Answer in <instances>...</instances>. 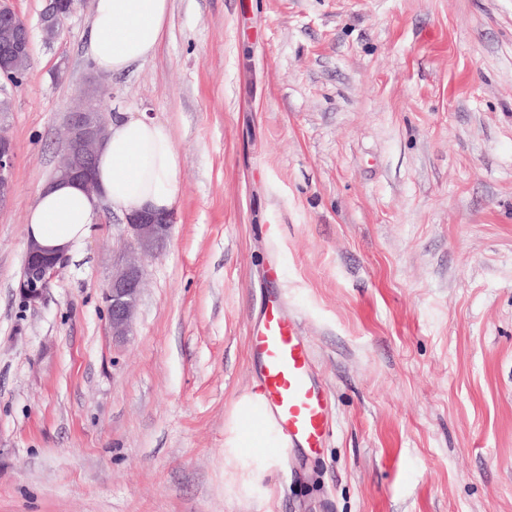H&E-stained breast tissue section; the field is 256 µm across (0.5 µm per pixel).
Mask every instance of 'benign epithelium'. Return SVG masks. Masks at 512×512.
Here are the masks:
<instances>
[{"mask_svg":"<svg viewBox=\"0 0 512 512\" xmlns=\"http://www.w3.org/2000/svg\"><path fill=\"white\" fill-rule=\"evenodd\" d=\"M84 0H49L41 15L43 37L58 36L65 20ZM32 53V31L12 9L9 0H0V76L19 80L27 70ZM106 105L90 84L66 112V154L53 181H71L91 191L95 188L92 172L98 149L108 135ZM15 146L6 128L0 124V204L12 194ZM128 230L142 254L151 255L164 248L169 238L170 214L140 212L126 217ZM64 255L50 252L33 242L27 243L26 260L18 283L21 300L38 306L63 268ZM142 282V269L135 260L119 258L113 263L112 277L104 288L103 301L112 337L122 339L131 330Z\"/></svg>","mask_w":512,"mask_h":512,"instance_id":"obj_1","label":"benign epithelium"}]
</instances>
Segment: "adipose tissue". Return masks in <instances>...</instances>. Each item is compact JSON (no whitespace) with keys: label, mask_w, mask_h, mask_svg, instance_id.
<instances>
[{"label":"adipose tissue","mask_w":512,"mask_h":512,"mask_svg":"<svg viewBox=\"0 0 512 512\" xmlns=\"http://www.w3.org/2000/svg\"><path fill=\"white\" fill-rule=\"evenodd\" d=\"M169 0H95L89 56L105 75L125 73L154 56L169 15ZM180 160L170 129L148 118L112 123L98 152V192L86 193L57 182L38 194L26 223V237L39 246L71 253L89 234L101 201L127 216L141 211H172L179 193ZM281 438L261 393L242 396L225 429L224 457L248 464L257 449Z\"/></svg>","instance_id":"1"}]
</instances>
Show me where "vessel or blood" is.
<instances>
[{
  "label": "vessel or blood",
  "instance_id": "b4317fda",
  "mask_svg": "<svg viewBox=\"0 0 512 512\" xmlns=\"http://www.w3.org/2000/svg\"><path fill=\"white\" fill-rule=\"evenodd\" d=\"M252 348L261 371V390L286 443L319 448L329 428L328 399L313 380L314 359L297 317L271 300Z\"/></svg>",
  "mask_w": 512,
  "mask_h": 512
}]
</instances>
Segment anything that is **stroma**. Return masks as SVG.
I'll list each match as a JSON object with an SVG mask.
<instances>
[{
	"label": "stroma",
	"mask_w": 512,
	"mask_h": 512,
	"mask_svg": "<svg viewBox=\"0 0 512 512\" xmlns=\"http://www.w3.org/2000/svg\"><path fill=\"white\" fill-rule=\"evenodd\" d=\"M5 84L0 512H512V0H171L156 55L96 74L91 0ZM167 124L170 237L131 333L103 290L130 252L101 202L44 303L26 220L88 82ZM297 316L332 430L244 489L224 426L255 391L270 295ZM15 155L14 142L0 122V204L9 198L13 191Z\"/></svg>",
	"instance_id": "1"
}]
</instances>
